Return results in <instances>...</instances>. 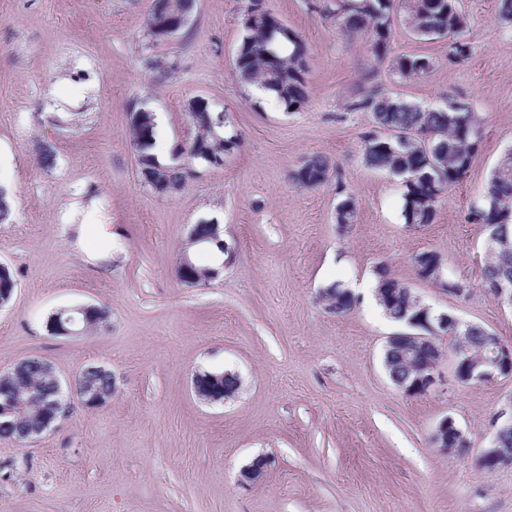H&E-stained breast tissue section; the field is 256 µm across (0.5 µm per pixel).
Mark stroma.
I'll return each mask as SVG.
<instances>
[{
  "label": "stroma",
  "instance_id": "1",
  "mask_svg": "<svg viewBox=\"0 0 512 512\" xmlns=\"http://www.w3.org/2000/svg\"><path fill=\"white\" fill-rule=\"evenodd\" d=\"M152 3L0 0V186L14 201L0 264L17 279L0 309V374L33 356L65 383L91 364L113 376L105 406L77 402L35 439L0 440V512H512V469L484 472L432 442L450 415L474 449L485 447L512 405V378L407 395L383 364L397 324L364 294L342 316L317 298L334 281L364 285L385 262L436 312L512 344V308L479 289L449 296L412 264L435 250L455 278L479 280L487 232L465 216L512 147V31L493 0H463L468 59L450 61L445 41L399 28L394 52L434 67L410 81L378 74L399 96L429 107L450 96L485 119L467 180L419 226L402 216L400 178L363 163L370 114L342 110L370 66L363 39L339 34L308 0H268L309 48V98L289 112L236 75L244 0H197L187 35L168 39L148 34ZM150 56L180 65L160 80ZM198 98L238 145L219 166L186 160L182 190L158 195L139 177L131 114L165 113L154 149L170 159ZM45 143L56 153L48 169ZM314 154L337 162L341 184L289 182ZM340 186L358 203L344 231L334 222ZM203 221L221 225L233 257L190 288L176 266ZM97 303L112 313L108 328L47 332L50 314ZM198 371L236 374L240 389L203 402ZM263 455L265 476L241 484V469Z\"/></svg>",
  "mask_w": 512,
  "mask_h": 512
}]
</instances>
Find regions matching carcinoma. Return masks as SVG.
Returning a JSON list of instances; mask_svg holds the SVG:
<instances>
[{"mask_svg":"<svg viewBox=\"0 0 512 512\" xmlns=\"http://www.w3.org/2000/svg\"><path fill=\"white\" fill-rule=\"evenodd\" d=\"M196 0H153L148 18V33L155 38L154 27L162 19L176 18L194 12ZM322 17L333 23L346 36H362L368 52L377 64L385 63L404 80L422 77L430 72L431 58L392 53L394 22L419 39L448 40V58L462 61L472 54L467 38L469 16L460 0H323L318 6ZM241 41L234 58V69L245 84L271 89L285 108L299 111L307 102L308 47L301 36L289 28L268 6L267 0H246L241 18ZM290 51L283 53L281 45ZM148 66L160 76L173 73L177 61L154 56ZM347 112H368L372 127L361 136L364 163L371 169L386 171L402 180L403 218L405 223L430 224L438 206L446 200L453 188L464 183L474 158L482 144L483 118L471 105L454 98L437 108H425L393 95L383 85L373 83L344 105ZM153 113L133 112L130 134L134 149L141 159V167L149 175L147 185L162 186L169 192L181 190L186 179L185 168L171 163L161 165L152 150L155 144ZM237 135L212 136L201 144L193 140L183 145V152L192 159L207 161V156H224L226 144H233ZM338 174V166L324 155H312L297 168L288 172V179L302 189H315L331 181ZM358 206L347 196L335 209L336 226L344 231L356 223ZM467 220L486 227L495 243L485 248L480 286L490 287L496 282L512 283V148L504 151L490 172L481 195L469 205ZM190 246L218 248L223 240L220 225L195 224ZM413 268L418 280L437 288H448V294L458 296L462 290H472L473 284L461 279H436L432 270H426L419 257H414ZM378 281L377 299L382 312L396 322L420 314L418 294L406 283L394 277L386 264L375 267ZM17 288L9 267L0 268V305L7 306ZM320 299L336 315L350 313L356 297L339 282L323 287ZM73 317L76 331L107 327L110 309L95 304L70 313L55 312L47 317L52 326ZM488 330L468 323L462 327L465 347L473 355L488 356L485 336ZM440 345L421 339L399 338L387 344L383 363L392 384L400 388L411 384L420 372L423 361L439 355ZM77 386L88 388L112 398L110 376L84 367L77 378ZM54 374L46 370L39 358H27L11 374L0 375V439H28L43 433L42 422L47 418L55 398Z\"/></svg>","mask_w":512,"mask_h":512,"instance_id":"carcinoma-1","label":"carcinoma"}]
</instances>
